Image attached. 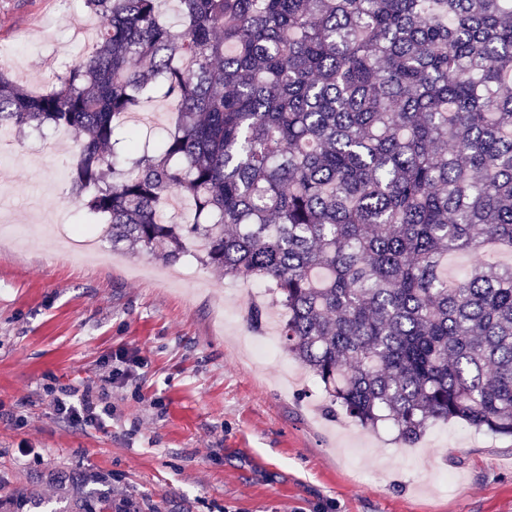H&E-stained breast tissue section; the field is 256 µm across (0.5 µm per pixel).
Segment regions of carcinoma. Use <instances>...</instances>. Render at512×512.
I'll use <instances>...</instances> for the list:
<instances>
[{
    "label": "carcinoma",
    "mask_w": 512,
    "mask_h": 512,
    "mask_svg": "<svg viewBox=\"0 0 512 512\" xmlns=\"http://www.w3.org/2000/svg\"><path fill=\"white\" fill-rule=\"evenodd\" d=\"M85 0L96 46L48 91L0 66V128L68 127L72 192L114 251L191 240L258 278L279 336L366 429L512 436V0ZM164 92L156 150L125 117ZM194 206L161 220L168 199ZM477 256L448 279V254ZM111 508L83 486L70 512ZM144 111H151L157 113L159 116V126L161 128L151 131L150 136L152 144H159L162 141L167 128L174 122L175 114L173 112V106L160 93H158L154 96L153 100L146 105Z\"/></svg>",
    "instance_id": "carcinoma-1"
}]
</instances>
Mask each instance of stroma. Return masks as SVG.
I'll use <instances>...</instances> for the list:
<instances>
[{"instance_id": "obj_1", "label": "stroma", "mask_w": 512, "mask_h": 512, "mask_svg": "<svg viewBox=\"0 0 512 512\" xmlns=\"http://www.w3.org/2000/svg\"><path fill=\"white\" fill-rule=\"evenodd\" d=\"M85 0H0V64L29 88L81 54L68 15ZM40 134L16 137L0 160V501L27 498L62 512L57 481L101 478L112 502L135 512H512V437L451 420L395 456V432L326 415L318 383L281 393L300 364L280 350L252 368L231 342L252 334L251 306L285 317L268 288L231 300L236 280L184 257L149 275L148 254L91 264L54 258L51 242L23 240L58 218L95 230L102 217L71 192L75 138L53 159L33 154ZM138 353L133 375L105 382L107 359ZM92 382L112 410L106 427L74 426L51 406L53 388ZM366 469V476L355 473Z\"/></svg>"}]
</instances>
